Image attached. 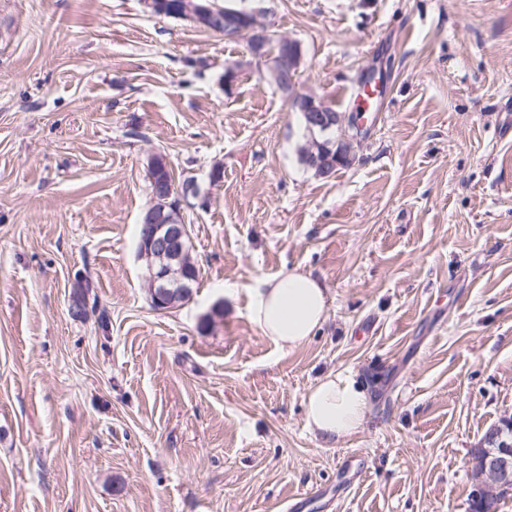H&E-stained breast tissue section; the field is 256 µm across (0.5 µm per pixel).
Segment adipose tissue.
Returning a JSON list of instances; mask_svg holds the SVG:
<instances>
[{
	"label": "adipose tissue",
	"mask_w": 512,
	"mask_h": 512,
	"mask_svg": "<svg viewBox=\"0 0 512 512\" xmlns=\"http://www.w3.org/2000/svg\"><path fill=\"white\" fill-rule=\"evenodd\" d=\"M327 316V290L309 274L291 270L254 290L252 319L278 348L302 346ZM368 402L367 388L356 372L327 374L304 397L306 425L324 443H336L363 428Z\"/></svg>",
	"instance_id": "ef3b65f1"
}]
</instances>
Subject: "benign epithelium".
Segmentation results:
<instances>
[{
    "label": "benign epithelium",
    "instance_id": "benign-epithelium-1",
    "mask_svg": "<svg viewBox=\"0 0 512 512\" xmlns=\"http://www.w3.org/2000/svg\"><path fill=\"white\" fill-rule=\"evenodd\" d=\"M266 9L250 11L243 22H224V37L245 35L254 51L252 55L258 68H266L275 78L289 106L305 113L308 125L324 128L332 124L345 131L351 125L349 116L334 113L320 98L299 91L295 76L298 74L303 53L301 45L290 37H283L284 51L274 57L261 54L271 29L265 21ZM310 153L314 167L320 175L333 173L329 168L332 149L329 144H314ZM142 223L146 234L138 244L139 255L146 261L148 276L145 287L156 310L168 308L165 287L170 282L183 285L184 270L194 263L191 252L185 249L183 239L190 236L187 225L181 220L180 210L170 206L168 197L154 196L145 210ZM512 418L493 426L482 444L471 449L472 491L471 498L483 512H495L501 495L512 490Z\"/></svg>",
    "mask_w": 512,
    "mask_h": 512
}]
</instances>
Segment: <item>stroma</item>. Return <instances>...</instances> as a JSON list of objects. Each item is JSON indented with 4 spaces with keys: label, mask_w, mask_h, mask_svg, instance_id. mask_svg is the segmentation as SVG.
<instances>
[{
    "label": "stroma",
    "mask_w": 512,
    "mask_h": 512,
    "mask_svg": "<svg viewBox=\"0 0 512 512\" xmlns=\"http://www.w3.org/2000/svg\"><path fill=\"white\" fill-rule=\"evenodd\" d=\"M214 2L269 9L336 111L374 74L349 165L299 163L246 38L142 0H0V512H286L317 487L338 494L296 512H470L468 451L512 415V0ZM156 154L199 189V280L164 311L137 249ZM292 269L328 319L282 350L251 307ZM345 369L390 401L328 445L303 397Z\"/></svg>",
    "instance_id": "obj_1"
}]
</instances>
